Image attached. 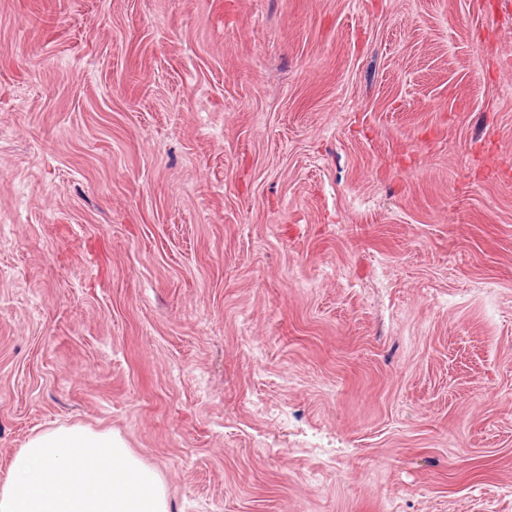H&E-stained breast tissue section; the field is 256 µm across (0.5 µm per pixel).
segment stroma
<instances>
[{"label": "stroma", "mask_w": 512, "mask_h": 512, "mask_svg": "<svg viewBox=\"0 0 512 512\" xmlns=\"http://www.w3.org/2000/svg\"><path fill=\"white\" fill-rule=\"evenodd\" d=\"M70 424L170 512H512V0H0V480Z\"/></svg>", "instance_id": "35a3bbf8"}]
</instances>
